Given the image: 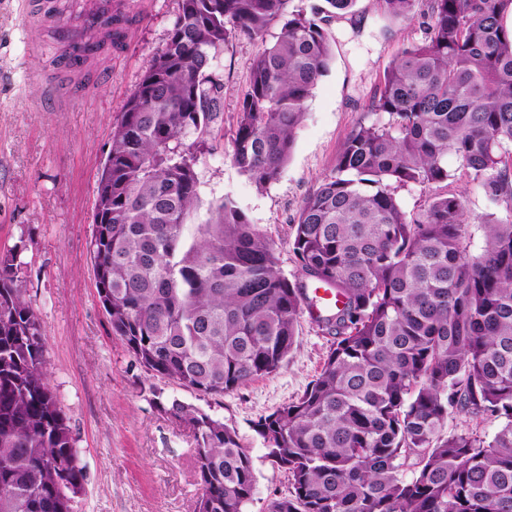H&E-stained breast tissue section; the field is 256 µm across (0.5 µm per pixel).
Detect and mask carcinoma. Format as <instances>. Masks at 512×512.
<instances>
[{
	"label": "carcinoma",
	"mask_w": 512,
	"mask_h": 512,
	"mask_svg": "<svg viewBox=\"0 0 512 512\" xmlns=\"http://www.w3.org/2000/svg\"><path fill=\"white\" fill-rule=\"evenodd\" d=\"M178 2L97 181L90 252L112 335L146 370L222 396L275 373L307 288L330 290L336 305L316 318L334 337L321 372L256 425L288 480L268 512H512V0H382L392 19L421 17L424 38L386 70L372 119L301 206L289 245L302 280L229 199L183 238L197 154L224 102L211 61L232 36L261 44L231 158L263 187L329 69L327 25L356 0ZM100 17L95 49L120 45L127 17ZM458 174L499 207L477 217V251ZM415 185L441 191L408 214L398 191ZM20 273L17 252L0 250V512H73L84 474ZM157 406L194 433L196 512H245L256 476L236 431L178 398ZM460 412L498 429L445 433Z\"/></svg>",
	"instance_id": "cac0c4a2"
}]
</instances>
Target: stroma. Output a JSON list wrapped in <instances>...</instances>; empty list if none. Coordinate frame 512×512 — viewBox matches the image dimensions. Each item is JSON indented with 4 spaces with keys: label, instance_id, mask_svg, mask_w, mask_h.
Instances as JSON below:
<instances>
[{
    "label": "stroma",
    "instance_id": "stroma-1",
    "mask_svg": "<svg viewBox=\"0 0 512 512\" xmlns=\"http://www.w3.org/2000/svg\"><path fill=\"white\" fill-rule=\"evenodd\" d=\"M123 49L100 56L89 75L64 65L58 34L30 28L23 0H0V249L18 248L20 286L46 339L49 386L78 450L85 479L74 512H195L194 436L160 411L179 398L220 418L251 454L257 490L245 512H268L287 479L266 455L256 424L297 400L318 376L331 336L302 317L287 360L274 374L221 396H200L139 365L112 334L95 286L90 240L97 179L112 127L166 43L178 0H136ZM333 60L307 102L279 177L257 187L232 162V135L258 43L230 38L212 61L224 106L199 154V205L185 237L229 199L275 244L286 277L300 206L336 166L401 48L420 41L418 21L384 16L380 0H356L332 25ZM49 83L68 85L69 104L46 101Z\"/></svg>",
    "mask_w": 512,
    "mask_h": 512
}]
</instances>
